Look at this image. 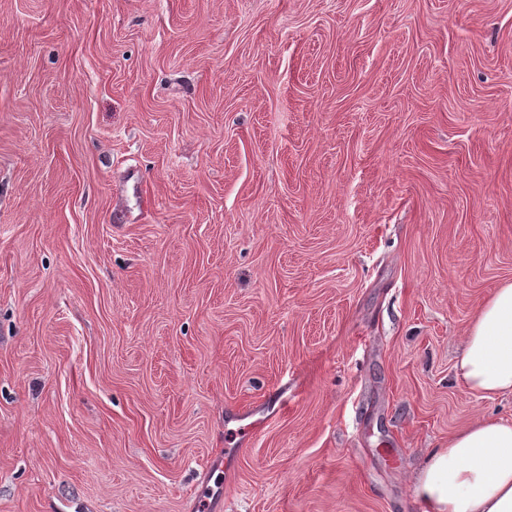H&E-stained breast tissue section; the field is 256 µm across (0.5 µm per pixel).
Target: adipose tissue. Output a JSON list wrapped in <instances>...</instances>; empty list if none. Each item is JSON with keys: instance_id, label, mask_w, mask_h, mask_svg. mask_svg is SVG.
Returning <instances> with one entry per match:
<instances>
[{"instance_id": "adipose-tissue-1", "label": "adipose tissue", "mask_w": 512, "mask_h": 512, "mask_svg": "<svg viewBox=\"0 0 512 512\" xmlns=\"http://www.w3.org/2000/svg\"><path fill=\"white\" fill-rule=\"evenodd\" d=\"M455 370L473 395L512 396V281L478 309ZM412 492L423 512H512V420H478L430 449Z\"/></svg>"}]
</instances>
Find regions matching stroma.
<instances>
[{"instance_id":"obj_1","label":"stroma","mask_w":512,"mask_h":512,"mask_svg":"<svg viewBox=\"0 0 512 512\" xmlns=\"http://www.w3.org/2000/svg\"><path fill=\"white\" fill-rule=\"evenodd\" d=\"M506 279L512 0H0V512H420Z\"/></svg>"}]
</instances>
